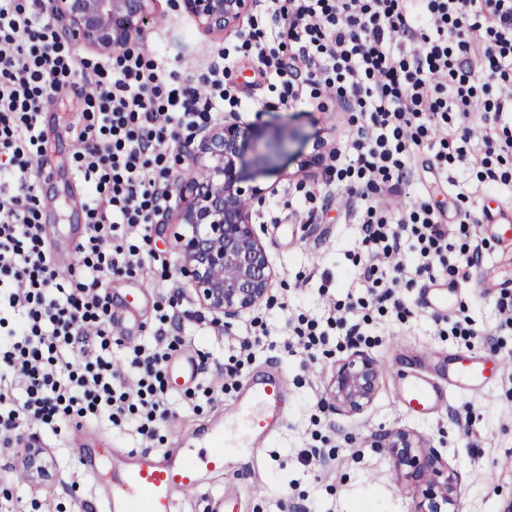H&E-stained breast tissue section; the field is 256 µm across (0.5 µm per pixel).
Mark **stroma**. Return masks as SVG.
<instances>
[{
    "mask_svg": "<svg viewBox=\"0 0 512 512\" xmlns=\"http://www.w3.org/2000/svg\"><path fill=\"white\" fill-rule=\"evenodd\" d=\"M235 34H212L194 18L175 11L168 0H156L145 27L144 47L162 46L167 66L195 77L215 61L218 51L235 43ZM84 103L73 93L51 99L45 114L46 150L53 175L39 196L45 237L61 245L66 224H85L82 211L70 201L80 187L72 176L75 165L70 129L82 120ZM243 120L265 133L292 134L290 154L281 161L282 172L258 174L256 185L267 188L263 206L253 222L277 272L271 293L274 301L242 314L232 324L206 314L195 321L201 306L187 280L177 272L178 238L186 231L174 210L153 218L148 235L130 229L123 246H140L143 268L129 273H105L103 294L111 297L113 321L134 327L135 341L113 335L112 355L121 359L131 343L152 342L157 332L174 340L175 349L162 362L191 359L196 384L213 389V396H198L193 404L184 393L169 390L172 413L145 439L134 429L105 435L116 448L160 451L180 446L198 426L223 415L246 381L263 366L280 369L288 379V420L262 448L244 450L239 434L229 433L231 471L210 476L207 483L182 497L183 512H215L223 496L237 499L241 512H415L416 485L396 469L385 446L388 435L410 430L458 471L460 512H503L512 501V325L496 306V297L473 285L459 288L448 318L467 316L478 336L464 345L442 335L439 310L425 303L424 288L401 289L399 297L410 310L407 321L395 313L364 325L375 337L367 353L380 365L382 376L376 398L363 413L343 415L324 403L332 366L347 356V349L327 345L315 355L288 348V322L298 315L326 320L337 301L362 295L353 275L351 254L356 251L360 227L353 222L354 196L328 183L324 167L299 172L298 164L313 151L315 139L328 148L348 149L349 114L335 97L304 99L291 106L271 105L266 112H246ZM315 197L313 212L295 211L299 190ZM327 292H320V285ZM494 360V379L476 391H455L447 402L428 415L401 409L397 388L402 377L429 379L448 385V362L467 352ZM245 365L237 375L229 368ZM76 418L52 435L41 425L29 424L24 440L36 442L51 455L52 476L47 480L20 478L21 460L0 447V512H94L90 482L80 472L71 443ZM312 448L331 450L323 461L308 457Z\"/></svg>",
    "mask_w": 512,
    "mask_h": 512,
    "instance_id": "35a3bbf8",
    "label": "stroma"
}]
</instances>
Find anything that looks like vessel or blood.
<instances>
[{"label":"vessel or blood","mask_w":512,"mask_h":512,"mask_svg":"<svg viewBox=\"0 0 512 512\" xmlns=\"http://www.w3.org/2000/svg\"><path fill=\"white\" fill-rule=\"evenodd\" d=\"M484 228L498 242L511 243L512 209L488 212ZM495 371V364L476 357L458 360L451 368L453 386L472 389ZM286 389L283 376L263 377L246 388L219 421L199 428L186 445L161 454L92 446L75 436L78 465L96 491L101 512H179L180 495L200 487L203 473L223 474L226 426H239L247 446L257 447L285 422ZM446 399L444 391L421 379L400 384V404L415 413L438 409Z\"/></svg>","instance_id":"obj_1"}]
</instances>
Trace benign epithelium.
I'll return each mask as SVG.
<instances>
[{"label":"benign epithelium","instance_id":"7a95c632","mask_svg":"<svg viewBox=\"0 0 512 512\" xmlns=\"http://www.w3.org/2000/svg\"><path fill=\"white\" fill-rule=\"evenodd\" d=\"M156 0H50V15L69 37L84 40L101 53L135 50ZM172 6L195 19L208 32L239 31L255 0H172ZM289 152L283 138L263 139L260 131L241 121L236 112L224 122L205 128L195 149L178 147L176 158L205 169L201 178L174 186L179 200L177 219L187 226L179 241L178 272L193 287L200 304L231 320L270 300L277 273L252 222L253 210L265 202L267 190L248 186L252 172L278 170ZM325 142L301 167L334 158ZM380 368L366 352L354 350L336 361L327 403L336 411L360 413L375 399ZM388 448L407 477L421 486L416 512H458L459 476L422 442L405 431L395 433ZM25 467L32 476L45 473L43 449L34 448Z\"/></svg>","mask_w":512,"mask_h":512}]
</instances>
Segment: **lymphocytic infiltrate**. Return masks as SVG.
<instances>
[{
  "mask_svg": "<svg viewBox=\"0 0 512 512\" xmlns=\"http://www.w3.org/2000/svg\"><path fill=\"white\" fill-rule=\"evenodd\" d=\"M273 23L251 21L198 79L149 54L116 51L90 63L60 41L40 0H0V443L26 458L20 428L56 429L70 416L153 436L171 409L159 368L164 335L124 356L136 371L128 389L112 361L109 300L100 275L142 266L120 241L148 226L172 192L163 164L180 128L226 110H259L231 78L251 59L279 105L335 92L357 118L336 181L360 195V246L352 264L366 293L326 321L298 318L292 344L314 351L329 329L362 339L374 315L400 309L398 292L417 281L468 282L487 240L484 215L460 212L444 224L431 201L410 198L392 211L376 202L396 192L416 156L456 182L461 199L512 185V0H267ZM87 109L75 128V175L88 231L77 247L84 276L60 277L39 223V175L47 162L45 104L75 85Z\"/></svg>",
  "mask_w": 512,
  "mask_h": 512,
  "instance_id": "1",
  "label": "lymphocytic infiltrate"
}]
</instances>
